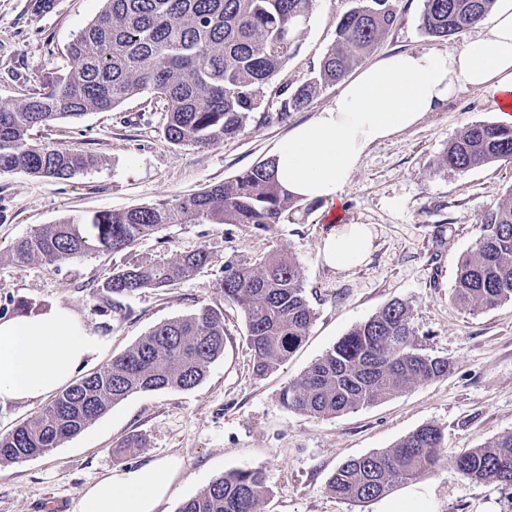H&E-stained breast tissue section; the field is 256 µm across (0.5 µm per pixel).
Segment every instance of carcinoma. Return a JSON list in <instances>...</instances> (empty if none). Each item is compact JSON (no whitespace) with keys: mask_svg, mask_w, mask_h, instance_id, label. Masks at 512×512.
<instances>
[{"mask_svg":"<svg viewBox=\"0 0 512 512\" xmlns=\"http://www.w3.org/2000/svg\"><path fill=\"white\" fill-rule=\"evenodd\" d=\"M313 0H104L99 16L68 46L70 68L43 90L0 103V171L59 181L98 164L81 150L31 143L36 127L89 112H106L147 96L163 104L165 133L174 144L204 147L241 133L266 111L273 80L300 49ZM495 0H424L423 32L447 38L477 23ZM390 0H357L336 23V41L301 85H284L278 112L305 109L323 89L341 82L396 24ZM512 163V128L468 126L449 144L441 166L464 171ZM279 186L273 159L203 191L156 204L67 217L18 240L9 258L20 263L82 258L101 249L120 253L166 224L208 221L268 229L294 213ZM213 262L205 248L172 260L124 263L98 285L105 296H127L179 283ZM224 299L244 313L254 373L265 376L288 361L305 339L313 310L299 265L270 254L224 263ZM453 300L469 312L512 302V202L488 208L473 249L459 263ZM224 354V312L203 308L156 326L106 366L62 390L36 415L0 436V466L51 452L79 435L112 406L138 392L191 389ZM445 358L419 352L411 309L393 301L355 325L299 380L284 387L281 404L316 418L336 417L413 385L448 376ZM443 430L426 424L394 447L342 463L328 489L348 502L386 497L442 461ZM463 477L512 487V433L454 460ZM265 475L233 469L184 501L177 512H263Z\"/></svg>","mask_w":512,"mask_h":512,"instance_id":"1","label":"carcinoma"}]
</instances>
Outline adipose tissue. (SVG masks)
Returning <instances> with one entry per match:
<instances>
[{
    "mask_svg": "<svg viewBox=\"0 0 512 512\" xmlns=\"http://www.w3.org/2000/svg\"><path fill=\"white\" fill-rule=\"evenodd\" d=\"M479 28L447 51L376 60L343 80L327 107L277 144L278 183L332 219L319 246L325 265L352 269L372 252L370 225L338 221L345 188L371 146L414 127L467 88L483 92L501 123L512 126V0H495ZM105 348V338L65 306L0 319V403L53 396ZM180 468L169 458L126 469L86 488L78 512H156Z\"/></svg>",
    "mask_w": 512,
    "mask_h": 512,
    "instance_id": "adipose-tissue-1",
    "label": "adipose tissue"
}]
</instances>
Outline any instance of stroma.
I'll return each mask as SVG.
<instances>
[{
  "label": "stroma",
  "instance_id": "1",
  "mask_svg": "<svg viewBox=\"0 0 512 512\" xmlns=\"http://www.w3.org/2000/svg\"><path fill=\"white\" fill-rule=\"evenodd\" d=\"M396 25L372 59L401 51H445L461 36L434 39L420 28L423 0H391ZM355 0H315L298 55L275 78L307 81L336 40V20ZM103 0H0V101L40 90L65 72L66 49L101 11ZM325 89L300 112L277 107L256 114L238 136L196 149L171 143L161 105L135 99L110 112L60 119L35 128L34 142L96 155L94 168L66 181L0 171V251L44 224L70 215L123 210L173 200L223 183L271 158L295 125L335 97ZM481 92L464 89L417 126L371 147L345 189L346 224L376 229L366 264L341 271L324 265L318 248L329 228L316 204L269 229L250 224H170L127 251L44 263L0 260V306L21 301L34 309L69 307L107 347L89 364L96 371L164 321L203 307L224 311V355L189 390L139 392L114 405L52 452L0 466V512H78L89 486L165 457L181 460L156 512L179 505L234 468L259 467L266 476L265 512H380L381 501L339 500L327 484L348 459L394 447L426 424L446 435L443 462L416 481L427 512H512V489L462 477L453 461L512 432V302L469 313L453 303L457 267L480 235L484 211L512 197V164L466 171L441 168L448 143L477 122H497ZM198 248L214 261L169 288L106 299L98 290L114 265L154 262ZM278 252L299 265L314 319L288 361L259 378L252 370L239 306L217 282L229 259L256 261ZM411 308L422 353L448 359V377L409 387L387 399L330 419L285 408L280 393L353 326L393 300ZM132 434L145 446L122 453Z\"/></svg>",
  "mask_w": 512,
  "mask_h": 512
}]
</instances>
